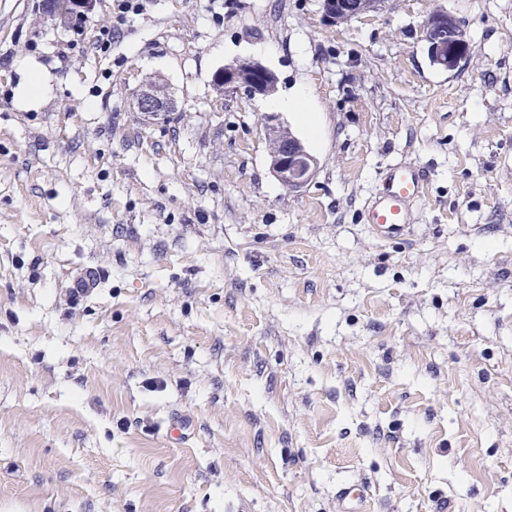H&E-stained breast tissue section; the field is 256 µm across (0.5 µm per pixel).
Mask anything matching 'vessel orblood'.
<instances>
[{
  "mask_svg": "<svg viewBox=\"0 0 512 512\" xmlns=\"http://www.w3.org/2000/svg\"><path fill=\"white\" fill-rule=\"evenodd\" d=\"M431 181L423 166L400 161L388 164L380 173L376 187L362 215L375 239L382 243L408 236L417 220V209ZM340 512H367L368 489L363 485L342 488L338 493Z\"/></svg>",
  "mask_w": 512,
  "mask_h": 512,
  "instance_id": "vessel-or-blood-1",
  "label": "vessel or blood"
}]
</instances>
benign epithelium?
I'll return each instance as SVG.
<instances>
[{"label":"benign epithelium","mask_w":512,"mask_h":512,"mask_svg":"<svg viewBox=\"0 0 512 512\" xmlns=\"http://www.w3.org/2000/svg\"><path fill=\"white\" fill-rule=\"evenodd\" d=\"M380 0H322V11L327 22L342 23L377 8ZM442 18L434 15L423 23L424 40L430 63L441 69L451 70L461 61V53L453 41L451 28L440 24ZM226 90H245L250 96H267L277 85L276 75L261 62L243 58L227 64L217 73ZM137 111L146 117L159 120L174 111V100L166 88L157 81L147 83L136 100ZM264 127L270 142V170L288 190L299 192L312 181L317 168V158L308 152L302 142L280 121L269 113L264 117Z\"/></svg>","instance_id":"benign-epithelium-1"}]
</instances>
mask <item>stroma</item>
Instances as JSON below:
<instances>
[{
	"label": "stroma",
	"mask_w": 512,
	"mask_h": 512,
	"mask_svg": "<svg viewBox=\"0 0 512 512\" xmlns=\"http://www.w3.org/2000/svg\"><path fill=\"white\" fill-rule=\"evenodd\" d=\"M436 10L458 69L428 59ZM111 21L0 0V512H337L357 483L369 512H512V0L338 25L321 0H143L98 50ZM241 58L309 94L279 114L318 160L302 191L270 171V99L213 82ZM155 78L177 108L149 121ZM400 159L432 181L382 244L362 208ZM29 79L24 84L17 97V103L22 108H29L36 104L47 84L46 76L35 67L29 70Z\"/></svg>",
	"instance_id": "stroma-1"
}]
</instances>
